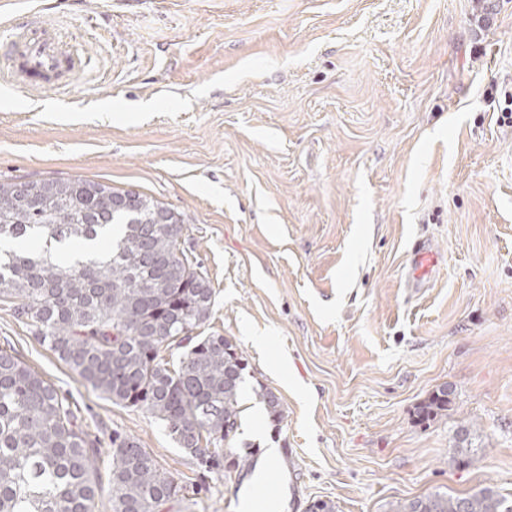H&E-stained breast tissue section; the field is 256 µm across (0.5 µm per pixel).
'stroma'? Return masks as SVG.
Instances as JSON below:
<instances>
[{"mask_svg":"<svg viewBox=\"0 0 512 512\" xmlns=\"http://www.w3.org/2000/svg\"><path fill=\"white\" fill-rule=\"evenodd\" d=\"M33 15L89 64L54 95L0 91V180L99 181L180 214L214 292L197 332L245 359L255 468H208L2 300L0 346L91 436L136 438L179 476L170 512L512 497V0H12L0 30ZM418 241L438 257L420 279ZM445 383L447 415L422 419ZM259 387L281 426L250 416ZM475 432L474 424L464 421L459 424L455 431V455L461 458L465 467L475 466L479 462L477 448L472 447V435Z\"/></svg>","mask_w":512,"mask_h":512,"instance_id":"obj_1","label":"stroma"}]
</instances>
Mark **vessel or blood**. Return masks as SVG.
Returning <instances> with one entry per match:
<instances>
[{
  "label": "vessel or blood",
  "mask_w": 512,
  "mask_h": 512,
  "mask_svg": "<svg viewBox=\"0 0 512 512\" xmlns=\"http://www.w3.org/2000/svg\"><path fill=\"white\" fill-rule=\"evenodd\" d=\"M82 71V57L53 26L43 22L13 26L6 49L0 53V82L35 92L57 89L60 74L76 76Z\"/></svg>",
  "instance_id": "1"
}]
</instances>
